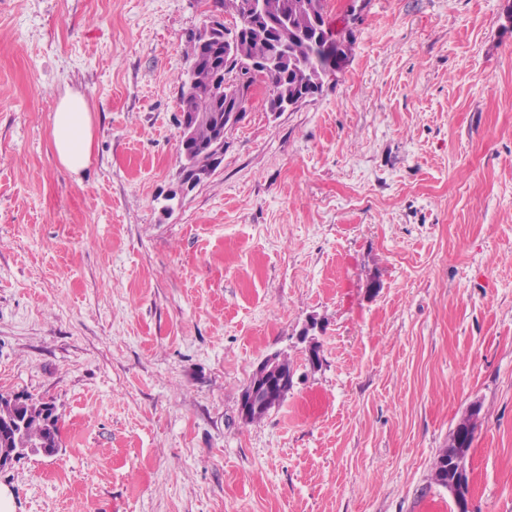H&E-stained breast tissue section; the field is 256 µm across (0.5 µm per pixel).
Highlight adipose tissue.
<instances>
[{"label": "adipose tissue", "instance_id": "adipose-tissue-1", "mask_svg": "<svg viewBox=\"0 0 512 512\" xmlns=\"http://www.w3.org/2000/svg\"><path fill=\"white\" fill-rule=\"evenodd\" d=\"M52 139L59 164L74 175L87 169L92 157L93 119L86 98L65 92L52 117Z\"/></svg>", "mask_w": 512, "mask_h": 512}]
</instances>
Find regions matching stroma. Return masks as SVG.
I'll return each mask as SVG.
<instances>
[{"label": "stroma", "instance_id": "35a3bbf8", "mask_svg": "<svg viewBox=\"0 0 512 512\" xmlns=\"http://www.w3.org/2000/svg\"><path fill=\"white\" fill-rule=\"evenodd\" d=\"M511 11L329 0L345 68L287 112L256 91L189 188L203 0H0V394L60 440L0 470L15 512H455L431 469L476 402L469 510L512 512ZM273 353L294 385L243 422ZM52 139L58 163L73 175L87 169L92 157L93 119L86 98L66 91L52 117Z\"/></svg>", "mask_w": 512, "mask_h": 512}]
</instances>
